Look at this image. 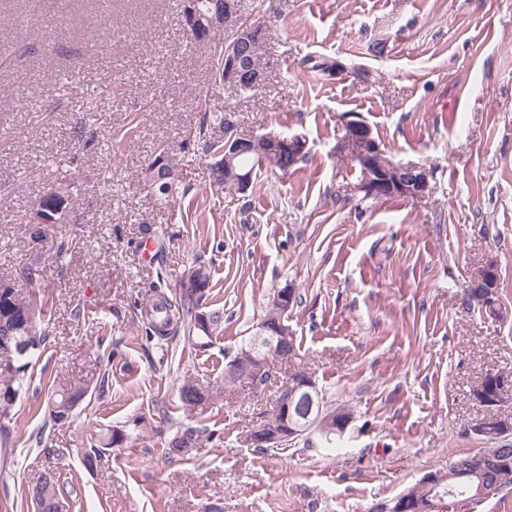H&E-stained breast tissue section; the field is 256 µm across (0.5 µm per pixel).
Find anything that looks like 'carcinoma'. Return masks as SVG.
<instances>
[{"label": "carcinoma", "instance_id": "obj_1", "mask_svg": "<svg viewBox=\"0 0 512 512\" xmlns=\"http://www.w3.org/2000/svg\"><path fill=\"white\" fill-rule=\"evenodd\" d=\"M203 112L199 133L217 126L226 130L233 126L230 121L224 120V114H218L204 101L199 105ZM158 181L157 199L166 202L177 193L178 183L170 182L167 174L159 169L155 172ZM210 275L206 268L196 267V273L182 278L180 291L174 299H169L160 293L152 301L150 312V331L152 335L163 339L167 337L174 326L181 324L187 333V338L212 339L222 332L223 316L218 311L203 313L199 311L202 301L209 292ZM498 280L483 281L477 285H469L464 290L463 301L468 307H476L485 310L493 316H498L494 304L496 298L493 294L498 292ZM9 305L12 310L11 320L21 331L32 336L35 344L29 353L17 359L16 366H0V391L13 392L15 397L20 394L25 386V376L31 366L30 358L35 353H40L49 342V332L41 326L40 314L31 302L21 298L16 291L0 293V314L4 305ZM88 387L84 385H64L54 383L48 388L47 404H56L62 407L59 413L48 412V423L53 427L65 425L58 419V415L73 417L75 408L86 398ZM180 399L188 410L201 416L211 407V395L208 390L197 384L184 385L180 390ZM512 433L502 436L500 429L491 428L485 432L483 439L490 447L475 453L464 454L453 459L448 468L437 471L436 475L442 478V482L431 491L423 489L412 495V499L421 504V508L413 512H441L450 497L467 495L471 498H479L482 491L502 489L512 485V443L509 439ZM173 440L179 445L169 449V454L177 455L180 448L191 451L200 444V431L193 426H181L177 429ZM31 501L40 502L42 512H52L54 503L61 497L59 476L53 469H48L41 476L39 483L29 488L26 492Z\"/></svg>", "mask_w": 512, "mask_h": 512}]
</instances>
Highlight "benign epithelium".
Returning <instances> with one entry per match:
<instances>
[{"label": "benign epithelium", "mask_w": 512, "mask_h": 512, "mask_svg": "<svg viewBox=\"0 0 512 512\" xmlns=\"http://www.w3.org/2000/svg\"><path fill=\"white\" fill-rule=\"evenodd\" d=\"M183 26L188 36L194 40L215 30L230 28L234 31L231 45L224 51V86L236 87L241 84L259 86L265 79V71L256 64L257 55L264 50L266 32L264 25L242 17L239 0H213V8L206 15H200L195 0H184ZM345 143L354 163L362 168L364 179L360 188L379 198L402 196L418 198L424 196L430 187L428 171L411 165L392 164L379 171L375 167V157L379 146L371 137L370 128L362 122L351 121L345 125ZM249 146L255 153V161L264 167L275 163L283 149L290 151L305 148V141L297 135L284 137L280 134L265 133L244 136L232 129L224 134V149L213 155L215 161L209 168L213 177L224 175L245 186L250 176L237 172L235 159L243 146ZM61 190L52 187L44 195L46 203L34 208L30 223L40 230L64 221V204L58 202ZM291 290L284 288L273 297L274 311L279 313V325L269 331L260 325L252 337L248 348L242 350L234 363L225 369V381L237 380L241 371L256 375V378L272 376L271 359L279 357L287 342L293 336L288 325V309L291 307ZM31 342L26 336H0V357L13 362L16 352L26 351ZM290 390L288 403L278 411L280 418L265 424L263 442L278 445L284 441L309 432L314 426L323 430L336 429V414L324 409L320 391L310 377L291 379L285 383Z\"/></svg>", "instance_id": "obj_1"}]
</instances>
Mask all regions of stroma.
<instances>
[{"label":"stroma","instance_id":"1","mask_svg":"<svg viewBox=\"0 0 512 512\" xmlns=\"http://www.w3.org/2000/svg\"><path fill=\"white\" fill-rule=\"evenodd\" d=\"M239 6L267 28L266 80L241 97L208 80L231 30L190 45L182 0H0V276L50 334L0 417V510L36 512L26 491L54 468L66 512H370L485 448L472 426L494 411L474 391L512 373V0ZM311 58L365 66L372 79L323 74ZM204 100L241 134L302 136L305 160L258 173L243 192L216 184L198 139ZM350 121L370 127L389 161L425 168L429 192L363 197ZM162 139L179 176L165 205L142 181ZM47 185L69 206L35 241L27 221ZM62 237L80 247L58 264L50 246ZM491 263L498 321L463 303ZM199 264L210 274L201 309L223 311L222 335L204 347L147 338L155 286L174 288ZM285 287L298 299L297 357L275 361L262 390H225L226 364ZM299 370L351 414L337 447L315 435L250 447L245 434ZM53 380L105 387L51 427ZM189 381L213 396L204 416L179 399ZM182 425L202 444L168 458ZM115 430L124 441L86 470L83 448Z\"/></svg>","mask_w":512,"mask_h":512}]
</instances>
